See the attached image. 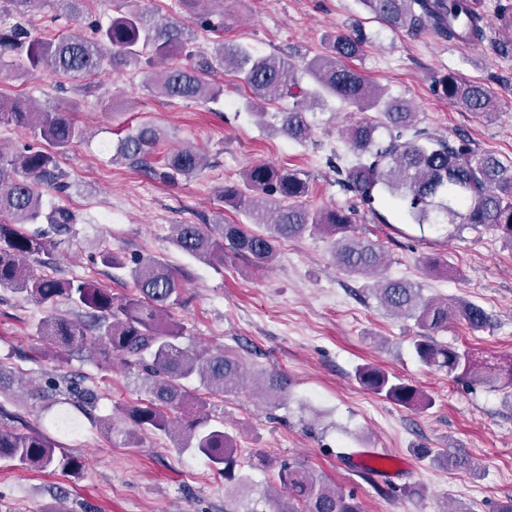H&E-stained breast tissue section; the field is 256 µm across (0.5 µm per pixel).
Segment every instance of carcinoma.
<instances>
[{
	"label": "carcinoma",
	"mask_w": 512,
	"mask_h": 512,
	"mask_svg": "<svg viewBox=\"0 0 512 512\" xmlns=\"http://www.w3.org/2000/svg\"><path fill=\"white\" fill-rule=\"evenodd\" d=\"M0 5V53L16 57V68L32 72L43 67L69 80L82 81L98 74L103 65L114 70L149 68L179 55L192 59L187 66L169 65L155 74L154 88L168 99L197 102L217 100L224 89L206 76L216 69L233 70L249 90L248 104L263 118L264 106L288 101L272 113L273 131L296 142L311 137L308 112L330 100L374 111L381 119L360 121L344 130V139L356 163L338 169L342 188L354 194L373 214L376 204L389 199L404 221L419 229L448 224L454 230L492 231L512 244V166L474 150L464 140L435 139L417 127L418 113L386 89L372 84L361 71L345 64L359 57L366 36L355 24L334 34L327 54L297 66L277 55L255 58L242 45L224 41V23L212 14L196 13L200 0H179L195 14L196 24L217 36L211 53L191 50L192 37L185 27L156 19L138 10L121 11L105 25L91 21L84 36L37 37L26 24L11 21L27 12L36 0H5ZM59 14L72 20L85 17L87 0H52ZM389 28L417 34L424 28L450 42L460 38L458 27L468 28L467 38L484 39L482 0H359ZM496 14L509 26L507 40L498 44L512 52V0H497ZM310 84L302 86L303 78ZM435 92L470 112L490 111L492 97L485 86L446 74L434 84ZM0 123L27 130L35 143L12 158L0 156V287L23 293L38 304L64 300L80 321L50 314L40 322L42 338L66 354L83 350L88 340L104 353L118 358L135 372L145 398L133 405H117L112 416L100 418L112 438L126 444L145 432L179 436L180 446L208 460L237 493L249 492L236 475L234 438L224 421L208 411L207 395L233 392L243 387L242 364L222 351L194 350L183 346V326L170 309L182 303L184 286L165 263L152 256L127 259L104 249L100 263L129 269L132 291L118 294L80 277L60 279L37 276L28 260L41 254L47 239L68 233L78 215L65 207L44 208L41 186L61 183L58 156L85 139L86 131L68 112L33 111L25 100L0 99ZM411 138L402 140L403 134ZM164 132L144 122L117 140L112 160L138 166L161 182L190 178L205 167L203 154L194 148L168 152L160 166L151 158ZM308 183L299 173L257 164L249 168L243 184L226 183L221 199L261 226L253 231L243 224H175L172 244L181 252L207 263L224 265L225 251L245 255L260 266L275 260L277 243L305 233L331 239L337 266L351 274L367 276L380 270L384 254L378 244L357 235L351 213L343 209H312L306 204ZM29 224L42 228L27 230ZM379 307L421 330L413 342L417 359L426 367L473 385H512V356L480 358L466 349L442 345L434 334L452 317L472 330L490 323L487 311L475 303L454 304L423 294L407 279L384 277L369 288ZM359 383L404 408H427L431 398L418 387L369 365L356 371ZM196 381L201 391L185 386ZM259 388L276 404L288 396V380L274 371L260 373ZM57 396L73 399L81 410L96 406L97 393L81 382L63 377L35 392L38 399ZM0 459L36 471L77 469L75 458L56 456L54 441L39 431H22L0 422ZM434 460L452 469L470 466L461 454L437 453ZM281 495L272 500V512H362L357 498L339 492L324 474L306 469L297 460L283 461L278 471Z\"/></svg>",
	"instance_id": "1"
}]
</instances>
